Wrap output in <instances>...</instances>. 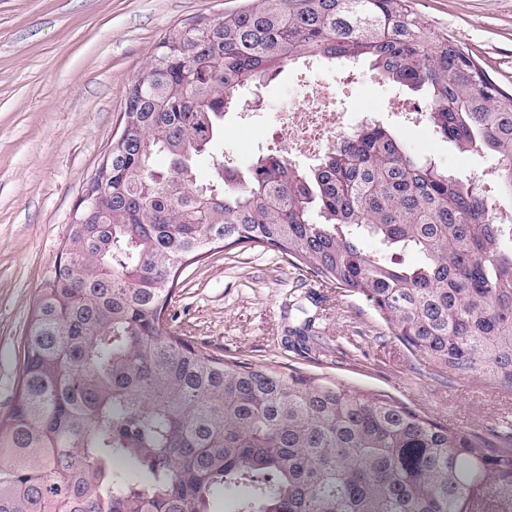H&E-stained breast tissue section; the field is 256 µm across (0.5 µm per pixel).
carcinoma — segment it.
Returning a JSON list of instances; mask_svg holds the SVG:
<instances>
[{"mask_svg":"<svg viewBox=\"0 0 512 512\" xmlns=\"http://www.w3.org/2000/svg\"><path fill=\"white\" fill-rule=\"evenodd\" d=\"M361 59L425 91L437 135L495 155L494 188L512 201V93L408 0H253L170 28L129 84L111 183L39 290L0 417V512H217L227 495L233 512L512 501L511 445L212 352L171 324L189 266L215 248L268 249L368 298L435 375L512 391V225L472 180L415 158L378 122L306 170L273 152L244 169L216 158L200 177L243 89L301 60Z\"/></svg>","mask_w":512,"mask_h":512,"instance_id":"obj_1","label":"carcinoma"}]
</instances>
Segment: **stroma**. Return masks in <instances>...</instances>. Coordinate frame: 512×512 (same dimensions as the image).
<instances>
[{"label":"stroma","instance_id":"obj_1","mask_svg":"<svg viewBox=\"0 0 512 512\" xmlns=\"http://www.w3.org/2000/svg\"><path fill=\"white\" fill-rule=\"evenodd\" d=\"M242 0H0V415L14 402L22 338L45 276L58 262L86 181L118 133L126 89L165 32L197 16L219 17ZM433 28L448 32L512 92V0H410ZM305 66L243 90L252 114L243 128L224 115L216 152L247 166L281 149L277 115L313 96ZM336 111L352 116L367 101L377 119L417 156L456 177L498 166L485 152L463 153L413 119L423 94L386 85L363 64L325 74ZM276 252H210L181 275L170 311L174 328L211 350L337 379L395 398L467 434L512 425V393L434 376L392 336L362 295L315 288ZM313 321L317 341L299 352L290 336Z\"/></svg>","mask_w":512,"mask_h":512}]
</instances>
